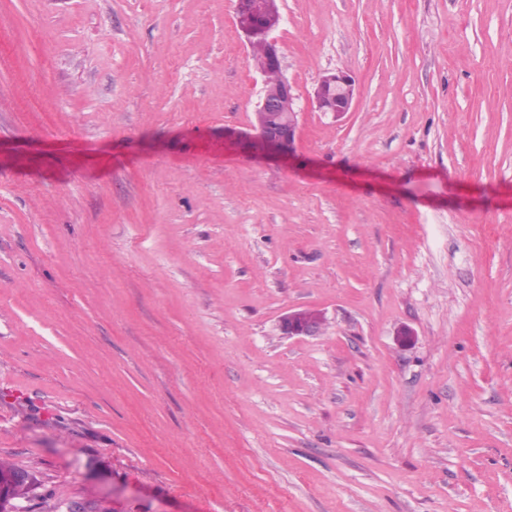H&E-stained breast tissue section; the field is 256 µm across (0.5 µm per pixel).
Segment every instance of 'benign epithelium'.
<instances>
[{
  "label": "benign epithelium",
  "instance_id": "1",
  "mask_svg": "<svg viewBox=\"0 0 512 512\" xmlns=\"http://www.w3.org/2000/svg\"><path fill=\"white\" fill-rule=\"evenodd\" d=\"M236 22L247 43L261 40L266 55L257 72L264 77L262 89L254 109L255 124L250 131L239 135L242 146H250L261 157H285L293 152L299 132L300 112L293 85L283 74L275 32L281 15L277 0H236ZM274 71L278 81L267 85V74ZM354 78L337 70L325 75L314 91L313 103L320 112H331L341 117L352 108L353 97L348 89ZM324 317L306 310L288 313L279 321V330L289 338L317 336L322 332ZM30 482V474L20 469L8 477H0V512H15L11 488L16 483Z\"/></svg>",
  "mask_w": 512,
  "mask_h": 512
}]
</instances>
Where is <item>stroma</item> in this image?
Listing matches in <instances>:
<instances>
[{"mask_svg":"<svg viewBox=\"0 0 512 512\" xmlns=\"http://www.w3.org/2000/svg\"><path fill=\"white\" fill-rule=\"evenodd\" d=\"M279 7L262 159L235 0H0L18 512H512V0ZM277 0H237L236 22L252 53L258 61L264 53L263 64L256 70L262 76V89L254 109L255 123L250 131L239 135V143L249 146L257 156L285 157L295 148L299 132L300 112L296 105L297 95L293 85L283 74L275 32L281 15ZM260 39L261 41H256ZM256 41V42H255ZM264 44V45H263ZM275 71L279 79L267 85V74ZM285 112V113H282ZM354 82V78L342 70L325 75L314 91L313 103L316 109L319 112H332L338 118L350 112L353 97L347 91ZM350 92L353 95V86ZM322 314L306 310L289 312L279 321V330L288 338L318 336L323 329Z\"/></svg>","mask_w":512,"mask_h":512,"instance_id":"35a3bbf8","label":"stroma"}]
</instances>
